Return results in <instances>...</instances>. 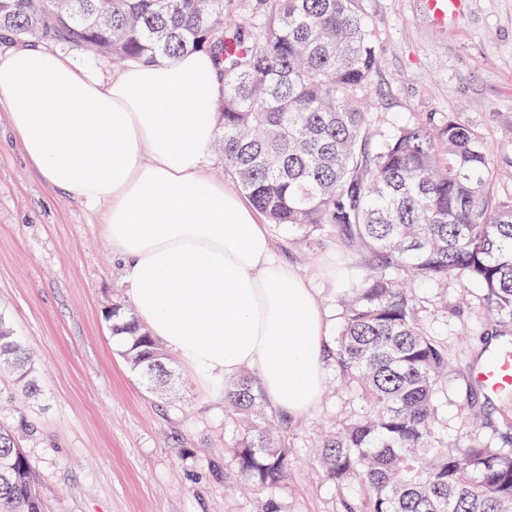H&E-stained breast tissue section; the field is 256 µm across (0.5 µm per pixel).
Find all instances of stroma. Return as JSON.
I'll return each instance as SVG.
<instances>
[{"mask_svg":"<svg viewBox=\"0 0 512 512\" xmlns=\"http://www.w3.org/2000/svg\"><path fill=\"white\" fill-rule=\"evenodd\" d=\"M374 41L370 93L376 129L429 113H454L483 133L495 162L512 160V0H469L453 29L434 28L423 0H359ZM102 214L51 187L31 165L0 100V317L38 356L37 392L15 395L0 369V420L26 418L21 435L47 512H338L335 487L318 462L321 433L359 410L360 400L332 362L318 405L288 422L294 464L284 485L258 490L237 473L228 450L240 433L224 416L221 388L206 392L171 359V384L147 392L112 338L113 303L127 286ZM278 256L312 278L330 322L342 324V284L363 272L330 227L271 226ZM422 322L448 347L449 435L471 424L472 410L498 419L495 400L470 383L490 318L483 291L452 281L415 285Z\"/></svg>","mask_w":512,"mask_h":512,"instance_id":"1","label":"stroma"}]
</instances>
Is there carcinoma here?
<instances>
[{"label":"carcinoma","mask_w":512,"mask_h":512,"mask_svg":"<svg viewBox=\"0 0 512 512\" xmlns=\"http://www.w3.org/2000/svg\"><path fill=\"white\" fill-rule=\"evenodd\" d=\"M2 30L118 64L209 51L223 74L217 143L235 190L270 224H329L365 253L327 351L365 403L318 456L340 512H512V391L497 397L501 426L448 439V347L396 277L479 284L493 336L511 335L512 194L496 190L486 139L453 113L373 133L375 50L356 0H0ZM112 333L147 385L168 377L167 354L131 310L112 307ZM37 361L0 320V365L27 392ZM224 408L244 426L237 472L279 488L288 432L270 422L259 378L224 382ZM17 433L0 424V512H45Z\"/></svg>","instance_id":"cac0c4a2"}]
</instances>
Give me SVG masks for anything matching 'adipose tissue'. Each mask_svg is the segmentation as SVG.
<instances>
[{"instance_id":"1","label":"adipose tissue","mask_w":512,"mask_h":512,"mask_svg":"<svg viewBox=\"0 0 512 512\" xmlns=\"http://www.w3.org/2000/svg\"><path fill=\"white\" fill-rule=\"evenodd\" d=\"M222 87L204 50L108 76L47 47L0 55L21 149L51 186L103 208L137 318L203 385L251 369L273 410L300 417L325 390L329 321L253 206L208 173Z\"/></svg>"}]
</instances>
